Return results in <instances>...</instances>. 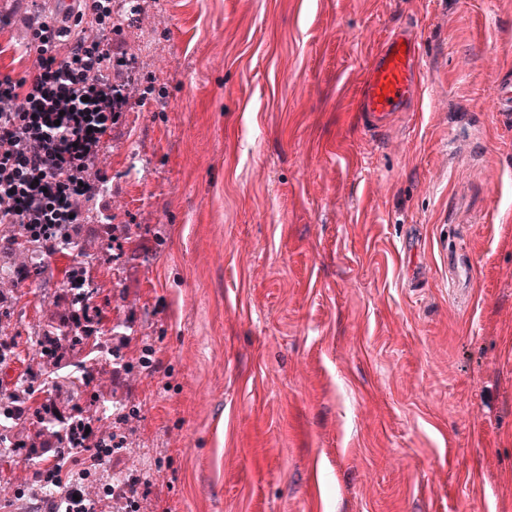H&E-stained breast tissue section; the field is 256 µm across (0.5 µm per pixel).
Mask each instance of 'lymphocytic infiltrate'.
<instances>
[{
  "label": "lymphocytic infiltrate",
  "instance_id": "lymphocytic-infiltrate-1",
  "mask_svg": "<svg viewBox=\"0 0 512 512\" xmlns=\"http://www.w3.org/2000/svg\"><path fill=\"white\" fill-rule=\"evenodd\" d=\"M0 30L23 27L31 57L22 75H0V224H18L46 257L64 254L66 230L95 216L107 249L122 248L113 222L106 140L140 102L134 59L114 24V0H72L50 17L13 0ZM107 440L70 464L80 480L120 470L129 444L125 415Z\"/></svg>",
  "mask_w": 512,
  "mask_h": 512
}]
</instances>
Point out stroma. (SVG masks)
Here are the masks:
<instances>
[{"instance_id":"35a3bbf8","label":"stroma","mask_w":512,"mask_h":512,"mask_svg":"<svg viewBox=\"0 0 512 512\" xmlns=\"http://www.w3.org/2000/svg\"><path fill=\"white\" fill-rule=\"evenodd\" d=\"M406 23L423 101L364 131L365 65ZM122 37L146 95L104 163L130 238L85 256L144 512H512V0H147ZM68 263L0 280V391L37 374ZM39 465L0 461V512H44L12 492Z\"/></svg>"}]
</instances>
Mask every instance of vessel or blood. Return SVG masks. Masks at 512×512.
<instances>
[{
  "instance_id": "1",
  "label": "vessel or blood",
  "mask_w": 512,
  "mask_h": 512,
  "mask_svg": "<svg viewBox=\"0 0 512 512\" xmlns=\"http://www.w3.org/2000/svg\"><path fill=\"white\" fill-rule=\"evenodd\" d=\"M421 38L410 26L391 30L369 59L356 110L369 129L385 127L423 94Z\"/></svg>"
}]
</instances>
